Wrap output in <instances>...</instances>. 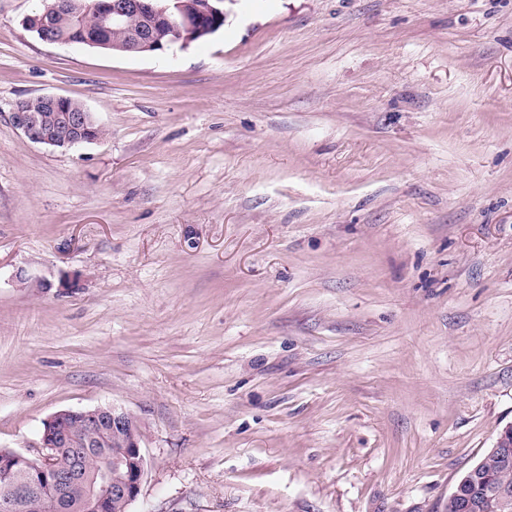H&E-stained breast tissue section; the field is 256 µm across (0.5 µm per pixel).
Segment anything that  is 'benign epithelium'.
Returning a JSON list of instances; mask_svg holds the SVG:
<instances>
[{
    "label": "benign epithelium",
    "mask_w": 512,
    "mask_h": 512,
    "mask_svg": "<svg viewBox=\"0 0 512 512\" xmlns=\"http://www.w3.org/2000/svg\"><path fill=\"white\" fill-rule=\"evenodd\" d=\"M66 15L77 23L95 16L106 31L128 33L124 43H112V48L129 55L163 53L171 46L162 43L141 28H133L131 19L151 16L171 28L172 43L185 48L194 40L213 31L209 19L224 12L206 5L197 12L188 8L184 0H50L43 11L30 15L25 26L35 31L42 41L61 44L55 35L54 22ZM39 109L15 105L10 112L13 126L29 141L67 151L101 140L100 128L93 113L85 106L69 108V98L60 95L35 97ZM53 111L51 119L42 116L41 110ZM115 436L112 450L96 458L89 472L75 470L63 472L54 466L57 448H72L81 456L93 446L92 432L103 425ZM512 430H505L483 463L494 464L502 458L500 448H509ZM144 430L142 422L130 412L114 405L99 406L92 410L60 411L44 422L38 447L41 456L37 460L11 449H1L0 457L20 459L30 467L31 478L21 482L11 469H0V512H13L22 500L37 512H70L78 507L81 512H97L101 502L120 500L130 505L139 495L145 473L146 458L142 449ZM83 488L78 505L69 500L70 484ZM457 512H497L512 498V489L505 486L490 489L481 500H475L458 486L450 494Z\"/></svg>",
    "instance_id": "benign-epithelium-1"
}]
</instances>
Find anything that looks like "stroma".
<instances>
[{
	"mask_svg": "<svg viewBox=\"0 0 512 512\" xmlns=\"http://www.w3.org/2000/svg\"><path fill=\"white\" fill-rule=\"evenodd\" d=\"M0 0V448L145 429L129 512H445L512 424V0H224L185 49ZM57 94L105 135L10 122ZM39 103V110L47 109L43 114L51 117L45 119L40 112L27 106L16 104L10 112L13 126L29 141L51 148L67 151L85 144L101 140L97 133L101 128L93 113L83 104L74 108L79 101L60 95H40L32 98ZM71 100L69 109L68 101Z\"/></svg>",
	"mask_w": 512,
	"mask_h": 512,
	"instance_id": "stroma-1",
	"label": "stroma"
}]
</instances>
